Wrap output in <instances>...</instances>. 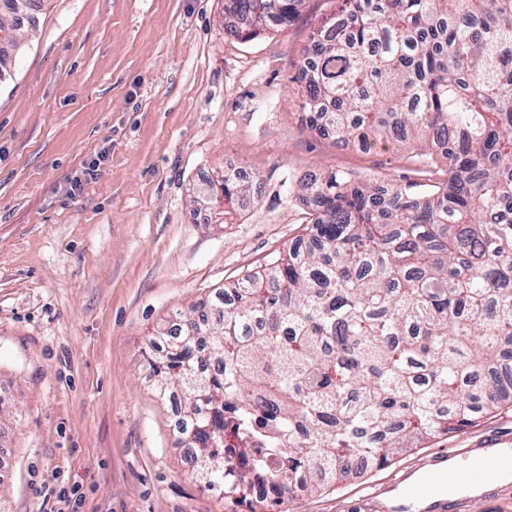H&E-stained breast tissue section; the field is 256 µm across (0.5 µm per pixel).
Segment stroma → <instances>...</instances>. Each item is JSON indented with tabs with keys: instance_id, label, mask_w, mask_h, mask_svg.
<instances>
[{
	"instance_id": "1",
	"label": "stroma",
	"mask_w": 512,
	"mask_h": 512,
	"mask_svg": "<svg viewBox=\"0 0 512 512\" xmlns=\"http://www.w3.org/2000/svg\"><path fill=\"white\" fill-rule=\"evenodd\" d=\"M337 0L249 42L224 0H48L0 86V496L9 512H230L190 476L149 340L305 233L307 174L445 180L390 144L305 129L293 77ZM93 175L82 170L91 160ZM254 195L196 191L227 166ZM83 186L73 190L74 177ZM445 448H512V406L281 512H349Z\"/></svg>"
}]
</instances>
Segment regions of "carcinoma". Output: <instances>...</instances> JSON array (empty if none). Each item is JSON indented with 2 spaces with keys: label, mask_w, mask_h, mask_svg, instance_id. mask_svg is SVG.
<instances>
[{
  "label": "carcinoma",
  "mask_w": 512,
  "mask_h": 512,
  "mask_svg": "<svg viewBox=\"0 0 512 512\" xmlns=\"http://www.w3.org/2000/svg\"><path fill=\"white\" fill-rule=\"evenodd\" d=\"M0 2L15 15L0 19L2 84L47 0ZM303 2L225 0L224 33L251 41ZM293 82L310 131L407 146L447 180L309 175L300 243L150 339L167 344L147 366L183 398L192 473L232 504L257 476L321 492L512 404V0H342ZM245 193L226 170L204 196ZM226 428L265 447L235 468Z\"/></svg>",
  "instance_id": "cac0c4a2"
}]
</instances>
